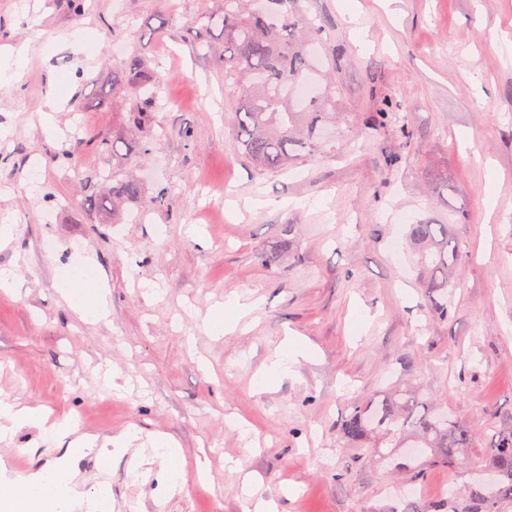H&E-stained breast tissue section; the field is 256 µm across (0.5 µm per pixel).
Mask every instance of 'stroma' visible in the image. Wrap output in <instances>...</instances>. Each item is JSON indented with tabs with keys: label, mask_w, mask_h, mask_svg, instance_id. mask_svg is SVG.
<instances>
[{
	"label": "stroma",
	"mask_w": 512,
	"mask_h": 512,
	"mask_svg": "<svg viewBox=\"0 0 512 512\" xmlns=\"http://www.w3.org/2000/svg\"><path fill=\"white\" fill-rule=\"evenodd\" d=\"M305 6L335 62L336 120L323 152L262 174L227 123L236 94L213 65L223 38L193 47L188 24L212 0H84L77 15L69 0H0V49L27 58L0 79V219L14 226L0 269L20 284L0 292V399L76 414L82 434L138 427L112 467V512H251L259 498L276 512H391L408 473L363 458L340 426L394 383L485 440L512 421V0ZM134 52L166 78L149 153L127 106L99 96ZM383 95L396 108L385 125L371 112ZM80 119L116 153L64 158ZM96 173L145 179L117 223L83 204ZM194 223L203 240L187 236ZM413 224L451 225L463 244L447 317L419 288ZM274 245L268 270L257 254ZM78 268L106 289V318L64 298L59 281ZM233 295L252 307L247 331L204 332ZM289 339L308 357L258 390ZM160 434L182 450L187 495L161 477ZM70 443L26 427L10 445L36 468Z\"/></svg>",
	"instance_id": "obj_1"
}]
</instances>
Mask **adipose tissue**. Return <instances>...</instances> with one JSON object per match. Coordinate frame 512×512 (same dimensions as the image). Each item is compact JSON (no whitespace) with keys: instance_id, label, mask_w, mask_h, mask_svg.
<instances>
[{"instance_id":"obj_1","label":"adipose tissue","mask_w":512,"mask_h":512,"mask_svg":"<svg viewBox=\"0 0 512 512\" xmlns=\"http://www.w3.org/2000/svg\"><path fill=\"white\" fill-rule=\"evenodd\" d=\"M50 424L57 434L72 436L73 442L65 454L72 467L78 466L87 451H95L96 464L100 470H109L114 459L122 455L132 440L131 433L108 438L106 445H99L93 435H77V424L73 415L65 414L55 422H48L42 407L19 405L0 400V440L13 435L23 425L40 426ZM71 471H48L17 477L6 487L8 498L27 512H70L74 507H99L103 512L111 503V490L102 485L88 491H77Z\"/></svg>"}]
</instances>
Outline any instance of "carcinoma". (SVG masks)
<instances>
[{
    "mask_svg": "<svg viewBox=\"0 0 512 512\" xmlns=\"http://www.w3.org/2000/svg\"><path fill=\"white\" fill-rule=\"evenodd\" d=\"M204 22L195 37L221 28L224 54L213 59L224 71V82L237 90V103L229 109L231 125L244 155L260 172L288 166L297 148L320 152L326 144L325 125L336 111V90L328 74L317 67L308 50L313 22L302 0H220V5L199 17ZM322 81L321 93L299 109L294 87L305 81ZM165 78L148 69L136 54L125 62L124 75L112 81V101L129 90L138 97L132 108L138 132L135 144L143 152L156 140L149 129L150 113L163 91ZM90 146L108 152L113 144L91 136L70 153ZM139 177L121 179L106 191L85 197L91 210L109 213L117 200L142 198ZM409 239L416 248L421 288L429 307L448 315L449 289L456 287L462 243L448 224H413ZM341 433L352 444L382 459L394 458L396 448H417L419 453L396 468L421 473L431 465L454 466L473 458L471 480L454 489L432 507L413 500L392 512H512V424H503L483 448L477 447L470 424L425 402L410 391L394 387L382 399H370L354 408L341 424ZM389 448L385 454L382 449Z\"/></svg>",
    "mask_w": 512,
    "mask_h": 512,
    "instance_id": "1",
    "label": "carcinoma"
}]
</instances>
